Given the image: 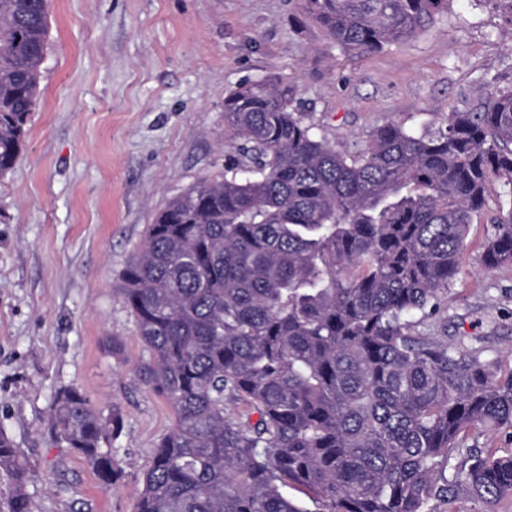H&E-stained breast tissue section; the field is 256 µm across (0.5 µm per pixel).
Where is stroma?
<instances>
[{
	"instance_id": "stroma-1",
	"label": "stroma",
	"mask_w": 512,
	"mask_h": 512,
	"mask_svg": "<svg viewBox=\"0 0 512 512\" xmlns=\"http://www.w3.org/2000/svg\"><path fill=\"white\" fill-rule=\"evenodd\" d=\"M266 77L339 152L396 123L422 133L512 85V33L487 0L370 55L346 52L296 0H50L39 102L0 175V431L34 466L30 512H134L171 409L138 376L148 357L118 293L145 227L232 154L224 98ZM507 187L493 184L443 306L449 344L512 368V266L484 268ZM118 410L120 474L103 489L56 442L62 387Z\"/></svg>"
}]
</instances>
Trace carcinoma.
Instances as JSON below:
<instances>
[{
    "label": "carcinoma",
    "mask_w": 512,
    "mask_h": 512,
    "mask_svg": "<svg viewBox=\"0 0 512 512\" xmlns=\"http://www.w3.org/2000/svg\"><path fill=\"white\" fill-rule=\"evenodd\" d=\"M301 2L361 55L448 11V0ZM48 13L49 0H0V174L38 104ZM296 95L263 78L225 96L237 155L156 213L122 274L149 352L139 373L174 415L134 512H435L458 487L492 510L512 497V454L473 451L446 472L463 432L512 426V371L411 317L441 311L491 184L512 188V87L433 134L376 126L354 153L318 135ZM494 224L487 269L512 264V200ZM50 427L115 484L117 411L65 387ZM0 470L14 483L9 512H30L32 466L1 431Z\"/></svg>",
    "instance_id": "carcinoma-1"
}]
</instances>
